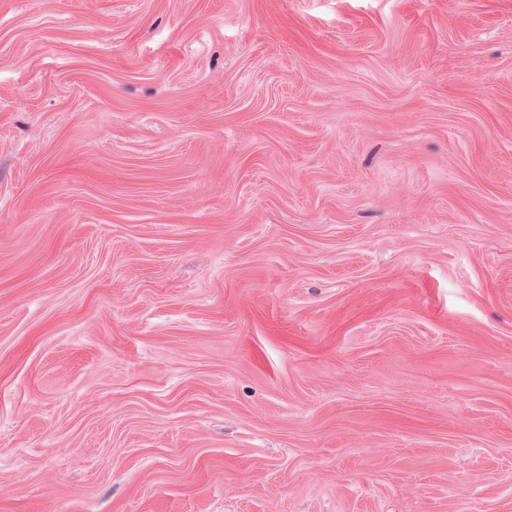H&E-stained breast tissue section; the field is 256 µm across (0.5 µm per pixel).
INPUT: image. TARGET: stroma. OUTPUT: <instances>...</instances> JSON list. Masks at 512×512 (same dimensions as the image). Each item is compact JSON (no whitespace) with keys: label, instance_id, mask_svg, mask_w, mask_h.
I'll return each mask as SVG.
<instances>
[{"label":"stroma","instance_id":"stroma-1","mask_svg":"<svg viewBox=\"0 0 512 512\" xmlns=\"http://www.w3.org/2000/svg\"><path fill=\"white\" fill-rule=\"evenodd\" d=\"M0 512H512V0H0Z\"/></svg>","mask_w":512,"mask_h":512}]
</instances>
